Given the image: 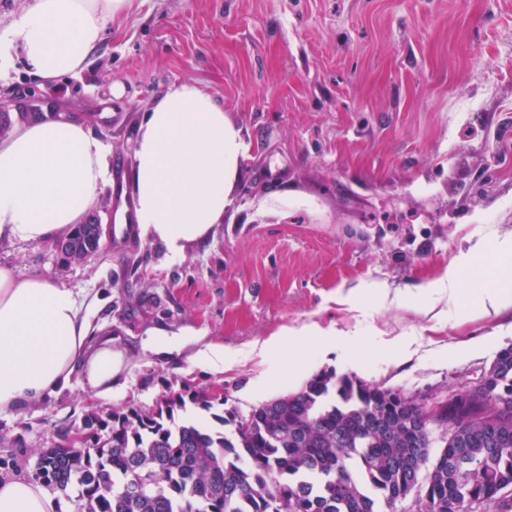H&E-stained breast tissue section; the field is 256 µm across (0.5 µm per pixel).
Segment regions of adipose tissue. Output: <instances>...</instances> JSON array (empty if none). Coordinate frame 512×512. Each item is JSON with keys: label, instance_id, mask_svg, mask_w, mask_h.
I'll use <instances>...</instances> for the list:
<instances>
[{"label": "adipose tissue", "instance_id": "1", "mask_svg": "<svg viewBox=\"0 0 512 512\" xmlns=\"http://www.w3.org/2000/svg\"><path fill=\"white\" fill-rule=\"evenodd\" d=\"M133 0H33L0 31V78L21 49L29 72L48 84L80 73ZM248 145L222 102L191 81L168 86L145 110L132 178L141 236L171 259L206 240L235 205L233 189ZM108 149L84 125L37 120L0 139V242H35L85 223L109 180ZM84 303L69 288L21 279L0 268V414L68 388L112 391L123 356L90 347ZM61 499L24 477L0 479V512H59Z\"/></svg>", "mask_w": 512, "mask_h": 512}]
</instances>
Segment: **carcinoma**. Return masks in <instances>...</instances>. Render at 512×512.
<instances>
[{"mask_svg":"<svg viewBox=\"0 0 512 512\" xmlns=\"http://www.w3.org/2000/svg\"><path fill=\"white\" fill-rule=\"evenodd\" d=\"M93 224L72 228L66 265L96 252ZM478 407L449 405L458 430L440 446L427 431L426 405L400 389L333 370L247 413L224 397L188 386L151 409L123 407L82 420L48 449L38 479L80 499V512H396L413 487L415 512H463L470 502L512 490V346L485 373ZM192 406L195 423L175 422ZM137 482L142 492L125 494Z\"/></svg>","mask_w":512,"mask_h":512,"instance_id":"carcinoma-1","label":"carcinoma"}]
</instances>
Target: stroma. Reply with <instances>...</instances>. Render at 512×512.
<instances>
[{"instance_id": "1", "label": "stroma", "mask_w": 512, "mask_h": 512, "mask_svg": "<svg viewBox=\"0 0 512 512\" xmlns=\"http://www.w3.org/2000/svg\"><path fill=\"white\" fill-rule=\"evenodd\" d=\"M85 69L55 86L22 53L0 82L12 125L65 118L134 165L144 110L190 80L224 104L249 152L207 241L171 260L115 234L113 186L94 207L100 247L64 266L54 240L0 243V267L85 299L95 343L124 355L119 386L80 382L0 415V475L33 476L41 450L89 410L150 408L190 385L253 406L333 370L428 401L465 391L512 345V314L477 257L435 288L459 250L512 235V0H135ZM306 323L330 330L259 355ZM181 351L147 349L152 331ZM224 346L223 371L192 365Z\"/></svg>"}]
</instances>
